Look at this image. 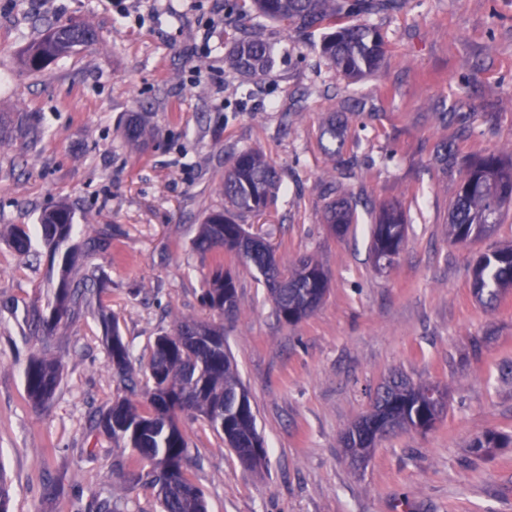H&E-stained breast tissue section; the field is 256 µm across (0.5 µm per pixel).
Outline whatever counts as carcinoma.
I'll use <instances>...</instances> for the list:
<instances>
[{"instance_id": "cac0c4a2", "label": "carcinoma", "mask_w": 512, "mask_h": 512, "mask_svg": "<svg viewBox=\"0 0 512 512\" xmlns=\"http://www.w3.org/2000/svg\"><path fill=\"white\" fill-rule=\"evenodd\" d=\"M256 12L268 19L284 22L303 32L314 28L335 27L322 43V54L346 77L358 79L377 71L383 61L382 39L375 29L363 23L342 24L341 14L389 10L404 0H251ZM98 41L97 31L89 24L66 22L47 27L22 53V64L30 72L42 71L51 62L79 49H89ZM266 45L259 36L245 41L238 50L237 69L253 72L266 67ZM151 131L140 121L128 125L126 141L141 146ZM280 174L256 151H243L224 176V210L209 213L199 225L192 248L205 256L228 250L240 256L258 272L267 286L277 318L294 324L309 316L327 292V276L322 267L302 258L289 274L282 275L273 261V250L263 240L248 234L237 218L247 213H262L273 202ZM512 205V161L489 154L470 161L464 171L451 207L448 237L465 244L489 235L503 209ZM327 223L338 237L345 236L356 223V209L350 199L341 197L327 207ZM42 244L62 254L57 288L47 304L48 313L39 314L42 330L49 334L60 323L72 318L91 296L87 276L72 279L78 247L70 245L73 215L65 204L44 210L39 216ZM406 238V224L399 208L381 209L371 231V253L380 269L391 267ZM7 243L19 253L30 246L26 230L18 225L7 233ZM476 299L483 305L495 304L504 289L512 286V246L480 256L471 268ZM201 301L221 315L236 311L237 286L234 278L218 265L205 279ZM106 325L107 355L115 373L128 378L131 353L119 331L118 322L102 315ZM207 328L211 343L194 340L197 330ZM62 374L55 358L34 356L25 371L29 399L44 405L52 398ZM147 390L149 411L139 412L128 401L113 404L102 413L97 428L115 443L130 448L143 466L130 475L129 482L156 489L160 512H207L201 488L186 477L188 443L177 421L183 411L193 412L224 437L237 459L252 448L260 449L256 459L264 457L256 417L244 385L224 345V326L178 320L169 333L155 338L148 363ZM445 409L439 390L430 385H414L404 379L392 381L377 393L371 412L350 428L342 439L345 452L358 454L366 461L376 442L398 430L431 429ZM502 437L488 431L475 438L472 453L481 455L500 447Z\"/></svg>"}]
</instances>
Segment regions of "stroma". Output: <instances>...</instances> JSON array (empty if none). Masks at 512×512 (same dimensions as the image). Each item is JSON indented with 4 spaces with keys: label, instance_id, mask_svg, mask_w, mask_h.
Returning <instances> with one entry per match:
<instances>
[{
    "label": "stroma",
    "instance_id": "35a3bbf8",
    "mask_svg": "<svg viewBox=\"0 0 512 512\" xmlns=\"http://www.w3.org/2000/svg\"><path fill=\"white\" fill-rule=\"evenodd\" d=\"M382 37L381 68L358 80L321 55L323 30L298 32L249 11L246 0H0V228L26 225L29 253L0 241V469L10 512H90L127 495L131 512H157L155 491L129 486L131 449L95 430L126 399L146 408L156 336L178 317L223 323L266 456L241 466L208 423L179 417L186 473L208 512H512V445L477 456L471 442L512 435V290L487 308L471 288L481 254L512 243V210L493 233L460 245L448 214L460 161L512 158V0H406L361 15ZM83 21L91 49L38 73L21 51L55 23ZM260 35L270 67L243 76L233 58ZM25 116L36 140L16 135ZM141 116L154 135L138 150L123 131ZM342 134L322 136L329 122ZM451 145L456 165L436 151ZM280 172L274 205L248 215L282 268L311 257L328 276L315 312L277 319L265 284L232 252L191 248L203 217L224 207V172L244 150ZM357 205L348 235L323 215L333 188ZM400 205L407 224L395 265L377 270L373 217ZM65 204L79 246L73 273L95 274L97 293L72 321L36 327L57 284L60 256L40 241L38 217ZM107 231V250L90 247ZM235 279L238 313L201 303L216 264ZM117 319L136 389L113 375L100 311ZM60 359L47 408L29 401L32 356ZM405 376L447 393L426 432L380 439L364 468L343 453L344 432L377 390Z\"/></svg>",
    "mask_w": 512,
    "mask_h": 512
}]
</instances>
